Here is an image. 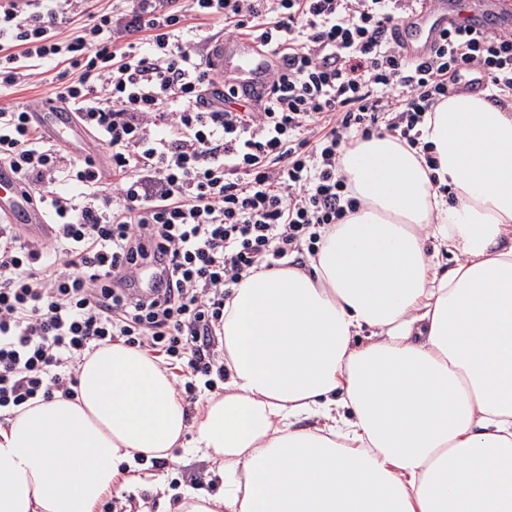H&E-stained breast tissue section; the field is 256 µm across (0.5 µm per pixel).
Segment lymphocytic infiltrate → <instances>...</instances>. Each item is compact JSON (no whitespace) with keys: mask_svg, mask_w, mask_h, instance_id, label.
Segmentation results:
<instances>
[{"mask_svg":"<svg viewBox=\"0 0 512 512\" xmlns=\"http://www.w3.org/2000/svg\"><path fill=\"white\" fill-rule=\"evenodd\" d=\"M413 2L114 0L62 39L88 0H0V89L26 83L33 63L58 65L52 98L110 148L104 166L75 158L29 110L0 107V163L51 227L38 243L0 225V411L74 397L84 356L115 342L186 371L185 394L200 376L214 386L232 288L316 253L356 209L343 146L385 131L420 147L427 112L466 73L490 100L512 98V31L453 27L409 63L394 36ZM212 19L272 53L265 99L228 88L205 105L215 75L192 23Z\"/></svg>","mask_w":512,"mask_h":512,"instance_id":"1","label":"lymphocytic infiltrate"}]
</instances>
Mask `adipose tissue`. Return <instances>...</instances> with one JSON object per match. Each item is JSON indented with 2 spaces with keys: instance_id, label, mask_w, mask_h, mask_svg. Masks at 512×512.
<instances>
[{
  "instance_id": "adipose-tissue-1",
  "label": "adipose tissue",
  "mask_w": 512,
  "mask_h": 512,
  "mask_svg": "<svg viewBox=\"0 0 512 512\" xmlns=\"http://www.w3.org/2000/svg\"><path fill=\"white\" fill-rule=\"evenodd\" d=\"M421 130L436 169L387 133L350 142L359 208L309 270L234 288L225 394L195 446L222 462L224 494L183 493L176 512H512V105L452 95ZM76 391L0 425V512H92L187 427L134 347L86 356Z\"/></svg>"
}]
</instances>
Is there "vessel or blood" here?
I'll list each match as a JSON object with an SVG mask.
<instances>
[{
    "label": "vessel or blood",
    "mask_w": 512,
    "mask_h": 512,
    "mask_svg": "<svg viewBox=\"0 0 512 512\" xmlns=\"http://www.w3.org/2000/svg\"><path fill=\"white\" fill-rule=\"evenodd\" d=\"M462 5V0H425L421 11L397 29L396 37L403 55L413 61L427 57L431 49L441 42ZM469 28L476 32L512 28V0H482L475 14L469 17ZM208 57L217 76L216 84L208 90L211 101L220 100L228 82L248 94H258L267 89L271 78L269 55L257 36L211 42ZM34 120L54 139L68 144L74 153H83L89 134L79 127L64 104L43 102L35 112ZM2 214L15 224H25L40 231L48 228L44 210L25 193L11 168L0 164Z\"/></svg>",
    "instance_id": "vessel-or-blood-1"
}]
</instances>
